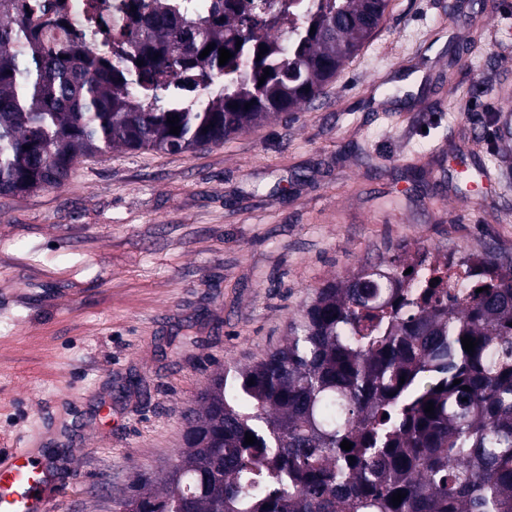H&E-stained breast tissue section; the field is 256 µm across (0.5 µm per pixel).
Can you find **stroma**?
<instances>
[{"instance_id": "stroma-1", "label": "stroma", "mask_w": 512, "mask_h": 512, "mask_svg": "<svg viewBox=\"0 0 512 512\" xmlns=\"http://www.w3.org/2000/svg\"><path fill=\"white\" fill-rule=\"evenodd\" d=\"M391 0L314 105L195 153L77 158L0 195V448L68 459L57 512H113L182 447L225 364L286 339L316 288L397 244L512 255V0ZM444 112L422 113L435 101ZM497 181L472 193L470 157Z\"/></svg>"}]
</instances>
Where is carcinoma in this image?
I'll use <instances>...</instances> for the list:
<instances>
[{"label": "carcinoma", "instance_id": "1", "mask_svg": "<svg viewBox=\"0 0 512 512\" xmlns=\"http://www.w3.org/2000/svg\"><path fill=\"white\" fill-rule=\"evenodd\" d=\"M390 4L94 0L75 29L66 0H0V195L54 188L78 157L196 152L296 112ZM425 263L411 283L406 269ZM452 268L467 295L452 292ZM183 441L116 512H512V257L423 252L316 289L285 344L210 379Z\"/></svg>", "mask_w": 512, "mask_h": 512}]
</instances>
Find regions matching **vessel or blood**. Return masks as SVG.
I'll list each match as a JSON object with an SVG mask.
<instances>
[{
  "instance_id": "1",
  "label": "vessel or blood",
  "mask_w": 512,
  "mask_h": 512,
  "mask_svg": "<svg viewBox=\"0 0 512 512\" xmlns=\"http://www.w3.org/2000/svg\"><path fill=\"white\" fill-rule=\"evenodd\" d=\"M70 469L50 456L37 454L30 442L0 450V512H53L49 487L61 486Z\"/></svg>"
}]
</instances>
